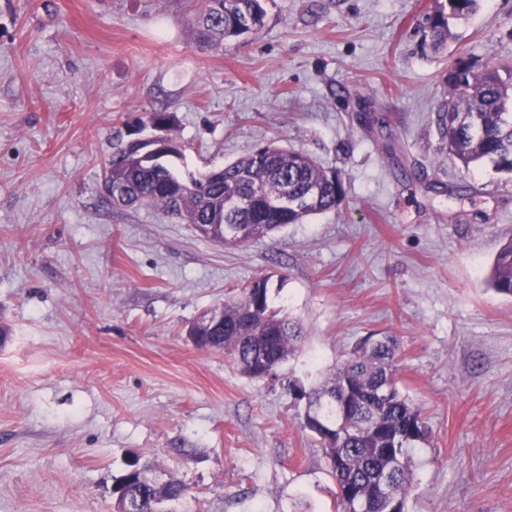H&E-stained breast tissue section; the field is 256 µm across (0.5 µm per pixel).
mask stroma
Here are the masks:
<instances>
[{
    "instance_id": "35a3bbf8",
    "label": "stroma",
    "mask_w": 512,
    "mask_h": 512,
    "mask_svg": "<svg viewBox=\"0 0 512 512\" xmlns=\"http://www.w3.org/2000/svg\"><path fill=\"white\" fill-rule=\"evenodd\" d=\"M439 0H266L258 35L192 39L199 0H0V512H113L136 455L183 482L172 512H335L287 388L197 349L190 323L256 274L304 338L311 388L369 335L431 430L408 512H512V174L466 170L436 114L448 68L512 63V0L433 49ZM175 173L267 143L345 177L335 210L239 249L99 186L112 134L160 137ZM489 278L499 294L512 297V240L498 251Z\"/></svg>"
}]
</instances>
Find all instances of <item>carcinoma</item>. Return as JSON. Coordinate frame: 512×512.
Listing matches in <instances>:
<instances>
[{"label":"carcinoma","instance_id":"obj_1","mask_svg":"<svg viewBox=\"0 0 512 512\" xmlns=\"http://www.w3.org/2000/svg\"><path fill=\"white\" fill-rule=\"evenodd\" d=\"M264 0H201L190 27L201 47L219 49L224 43L264 26ZM480 0H448L422 23L434 40L449 35V19L473 13ZM437 124L448 151L465 167L490 162L498 172L512 173V81L499 70L477 67L464 58L448 69V100L437 113ZM128 126L114 135V152L105 167V182L112 192L102 193L113 207L152 206L198 226L211 225L208 239L245 248L269 238L290 224L335 209L344 199V178L326 169L302 150L270 143L252 154L197 174L179 176L165 158L177 153L176 137L153 141L137 138ZM233 224L243 231L234 239L222 227ZM490 283L512 297V240L498 251ZM268 280L258 274L240 293L224 300V331L219 342L224 354L238 366L253 357L284 365L298 347V324L271 307ZM364 338L323 385L298 399L318 405L325 420L347 433L342 443L322 445L326 465L336 484V512H354L353 499L371 502L370 512H386L376 492V479L385 470L395 473L399 512H406L412 487L409 454L426 440L429 427L422 409L402 394L394 375L397 342L392 336ZM113 494L128 498L137 512H162L160 505L178 502L185 485L174 479L159 481L156 472L140 463H126Z\"/></svg>","mask_w":512,"mask_h":512}]
</instances>
